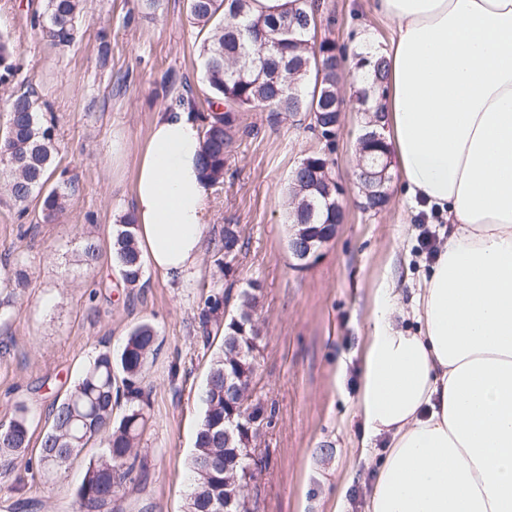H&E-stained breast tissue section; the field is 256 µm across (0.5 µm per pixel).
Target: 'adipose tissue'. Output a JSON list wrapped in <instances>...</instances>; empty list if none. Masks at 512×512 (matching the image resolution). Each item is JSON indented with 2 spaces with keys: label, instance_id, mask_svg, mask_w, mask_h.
I'll return each instance as SVG.
<instances>
[{
  "label": "adipose tissue",
  "instance_id": "adipose-tissue-1",
  "mask_svg": "<svg viewBox=\"0 0 512 512\" xmlns=\"http://www.w3.org/2000/svg\"><path fill=\"white\" fill-rule=\"evenodd\" d=\"M391 25L377 124L408 198L448 215L400 326L375 290L357 409L387 452L367 512H512V0H372ZM202 126L174 106L135 168L137 239L163 281L199 266L209 192Z\"/></svg>",
  "mask_w": 512,
  "mask_h": 512
}]
</instances>
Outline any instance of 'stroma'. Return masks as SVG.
Masks as SVG:
<instances>
[{
	"mask_svg": "<svg viewBox=\"0 0 512 512\" xmlns=\"http://www.w3.org/2000/svg\"><path fill=\"white\" fill-rule=\"evenodd\" d=\"M322 30L344 58L337 91L347 106L331 148V175L343 187L345 217L319 258L302 270L288 256V183L295 165L321 144L304 115L273 122L246 112L211 189V221L195 276L162 282L145 271L140 288L124 287L113 260L112 229L133 212L136 161L149 129L184 89L207 92L204 36L188 18V0H84L81 33L62 48L31 28L42 0H0V34L18 47V72L0 84V96L31 88L47 102L45 123L59 147L54 180H74L65 213L42 223L38 205L20 211L0 187V277L23 269L8 325L0 326V423L18 404L34 416L24 460L0 480V512L17 498L33 512H74V491L92 443L65 470L43 477L33 465L54 405L68 394L81 369L99 351L119 352L136 324L158 330L159 350L146 367L152 388L139 451L146 475H133L112 512H187L189 460L202 416L201 395L220 332L204 334L198 312L205 297L237 296L247 282L261 288L255 315L261 330L257 395L271 422L259 447L263 461L244 490L253 512H365L374 477L359 461L363 432L356 411L361 355L370 334L376 288L390 278L403 298L434 259L421 246L424 231L446 222L426 204H411L390 181V200L379 213L364 211L356 184V146L365 115L355 102L360 88L351 49L361 39L389 41L385 22L369 0H324ZM236 225L242 252L230 272L217 261L225 225ZM100 247L95 268L81 261L86 240Z\"/></svg>",
	"mask_w": 512,
	"mask_h": 512,
	"instance_id": "obj_1",
	"label": "stroma"
}]
</instances>
